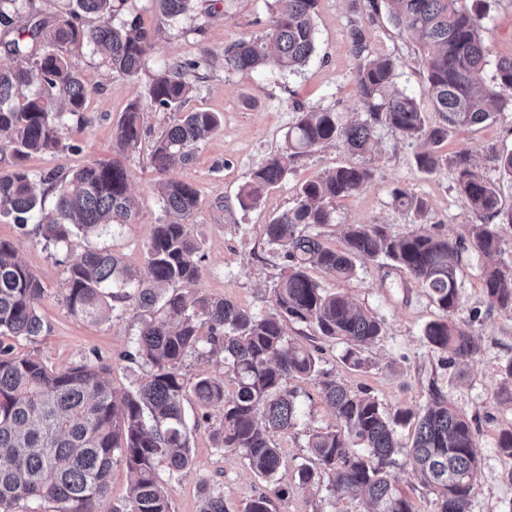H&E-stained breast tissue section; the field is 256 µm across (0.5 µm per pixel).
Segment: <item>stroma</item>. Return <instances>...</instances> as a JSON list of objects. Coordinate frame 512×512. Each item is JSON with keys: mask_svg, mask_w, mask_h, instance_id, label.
<instances>
[{"mask_svg": "<svg viewBox=\"0 0 512 512\" xmlns=\"http://www.w3.org/2000/svg\"><path fill=\"white\" fill-rule=\"evenodd\" d=\"M485 5L480 35L488 59L495 63L512 58V0H485ZM277 9V0H197L193 10L163 25L153 0H127L112 23L119 26L136 19L147 30L153 49L146 68L132 77L119 75L90 47L75 51L71 62L87 90L83 120L70 126L68 151L37 155L29 162L33 171L41 173L111 160L114 131L127 104L144 95L152 74L206 58V68L188 75L193 90L185 108L218 113L221 123L199 143L192 160L176 164L168 176L191 184L199 197L198 208L188 221L189 233L202 255L199 288L257 314L272 312V289L287 264L283 252L268 243L265 226L295 205L306 180L342 165L366 166L373 172L372 181L360 192L336 201L333 224L309 228V235L330 248L342 249V230L348 224H377L396 236L425 226L454 239L477 218L455 188L448 159L459 150H470L480 173L494 181L498 174L486 158L487 147L512 150L511 107L491 122L450 130L447 140L436 148L443 162L431 174L420 172L415 164L420 144L380 126L370 152L354 154L337 142L320 146L297 157L283 180L265 191L257 204L242 208L237 200L240 187L263 159L285 150L288 132L297 119L296 107L331 110L344 125L362 112L349 48L352 23L365 22L372 52L397 58L398 87L408 89L420 101L429 122L440 120L429 109L419 74L420 52L387 14L367 18L364 0H317L315 51L301 68L290 70L271 62L245 77L228 67L225 50L241 39L265 35ZM172 119V114L151 108L143 112L141 144L126 161L136 202L134 222L114 227L100 238H75L73 254L98 245L110 249L130 268L146 272V246L156 225L165 219L154 190L159 175L150 164V153L156 137ZM398 189L421 199L423 212L398 206L393 196ZM0 238L14 243L21 262L45 289L37 308L46 335L35 345L14 341L16 354L35 353L53 369L101 360L108 368L107 381L119 393L145 377L147 366L129 358L136 349L143 317L140 309L128 305L95 324L76 320L62 296L69 267L64 253L47 246L31 227H19L10 215L0 214ZM490 261L475 250H466L458 273L463 303L454 319L469 324L477 337L480 351L475 359L449 361L447 351L426 342L423 330L438 319V307L425 288L382 259L358 265L355 276L347 280L334 279L315 267L309 271L327 291L344 294L382 320L381 336L361 351L362 366L345 363L344 344L325 341L314 327L290 323L286 332L291 343L320 347L325 372L351 390L370 392L386 409H418L433 388L447 395L474 418L477 427L479 465L469 512H512V482L507 479L512 458L497 450L500 431L512 426V402L504 398L512 386L501 376L502 365L512 358V311L487 306L481 272ZM288 386L297 392L300 419L294 428L273 436L285 461L277 481L252 473L238 452L216 448L212 431L222 421V408L203 410L193 399L184 400L196 465L175 478L160 471V478L168 479L171 486L172 512H199L209 489L223 494L226 512H245L247 504L260 495L271 498L273 512H365L362 498L339 497L325 485L302 487L294 480L295 468L310 459L309 434L336 428L338 422L316 380L292 379Z\"/></svg>", "mask_w": 512, "mask_h": 512, "instance_id": "35a3bbf8", "label": "stroma"}]
</instances>
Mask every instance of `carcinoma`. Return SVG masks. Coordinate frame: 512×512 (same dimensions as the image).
Instances as JSON below:
<instances>
[{
  "mask_svg": "<svg viewBox=\"0 0 512 512\" xmlns=\"http://www.w3.org/2000/svg\"><path fill=\"white\" fill-rule=\"evenodd\" d=\"M70 18L48 28L29 20L17 29L12 52L28 58L24 66L0 68V153L9 155L10 170L0 174V213L15 215L19 224L34 221L35 234L57 250L70 247L73 235H102L132 223L135 202L130 172L121 157L141 142V114L150 106L179 118L156 140L150 163L166 173L177 161L187 163L193 147L218 126L214 112L182 111L192 92L184 71L207 63L201 58L152 75L145 98L131 101L115 136L116 158L76 170L34 173L27 161L36 155L68 149V122L81 121L86 89L70 62L87 43L112 71L134 76L148 61L152 43L136 22L111 23L126 0H73ZM159 22L165 24L194 8L196 0H154ZM317 0H278L269 32L242 39L226 50L232 69L249 76L269 60L288 69L308 63L315 50L314 14ZM369 15L385 9L390 21L422 52L421 73L431 105L441 116L433 125L417 98L394 88L395 58L374 55L364 24L349 31L355 61L353 79L363 112L343 126L328 109H298L288 150L264 159L239 190L238 201L256 203L279 183L291 163L314 148L340 142L353 152L368 151L377 126L386 125L403 139L421 141L430 149L415 155L425 173L434 172L441 157L433 147L448 139L453 128L481 125L512 104V59H501L492 81L479 35L481 0L464 10L457 0H366ZM84 14L100 24L83 28ZM35 86L36 94L23 96ZM63 102L60 111L55 101ZM488 158L500 178L512 181V151L489 148ZM454 182L470 210L482 223L468 230L473 248L491 256L501 249L498 226L512 225V209L502 207L496 182L475 169L469 150L451 160ZM365 166H339L305 181L296 205L265 225L268 242L283 251L288 265L273 287L275 309L265 315L243 310L197 287L199 247L187 220L197 208L198 194L188 183L160 181L156 191L173 221L156 225L147 245L148 277L127 267L104 248L89 247L74 257L63 288L71 316L98 323L117 308L134 304L148 313L142 319L136 349L147 376L118 396L106 382L107 367L83 361L52 370L38 356L17 355L0 340V512H40L43 504L55 512H97L109 492L112 468L123 463L132 477L125 502L111 512H171V492L159 476L165 469L176 477L196 465L183 400L186 384L180 372L190 353L223 356L235 384L225 397L224 381L197 377L192 393L198 406H220L223 421L213 430L215 447L240 453L256 474L274 480L283 467L282 454L270 431L297 424L296 393L290 379L318 381L340 427L314 431L307 448L315 465L301 464L294 477L307 487L328 482L327 490L341 496H365L367 512H416L391 479L395 456L406 452L422 484L435 496V512H469L478 466L472 420L434 389L423 408L385 410L368 392L355 393L320 367V349L289 343L286 323L314 326L321 338L347 345L345 362L362 364L359 349L377 339L383 323L343 295L331 293L312 279L317 266L337 279L355 275L357 263L388 259L426 288L442 316L430 322L423 336L448 351L450 359L467 361L479 352L470 326L451 315L462 304L458 266L466 250L464 239L443 237L421 226L402 236L389 235L371 224H349L344 248L331 249L303 236L297 227L333 223L332 205L362 190L371 180ZM58 193L53 214H42L43 198L36 185ZM483 286L491 308L512 310V267L483 271ZM44 294L41 281L17 257L15 245L0 239V337L42 341L46 329L37 303ZM161 306L164 317L152 311ZM414 425L412 442L403 448L396 429ZM363 445L365 452L351 448ZM200 512H226L224 496L210 492Z\"/></svg>",
  "mask_w": 512,
  "mask_h": 512,
  "instance_id": "obj_1",
  "label": "carcinoma"
}]
</instances>
